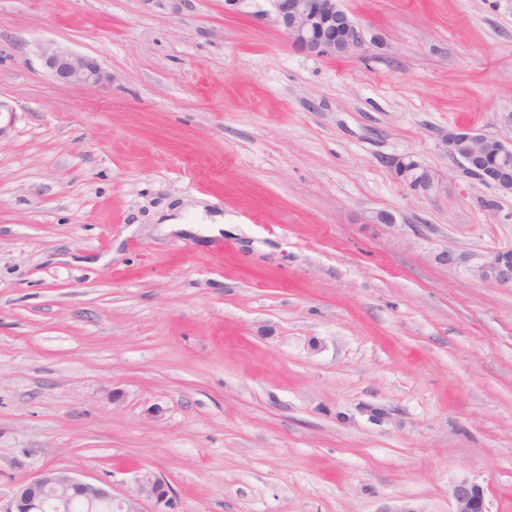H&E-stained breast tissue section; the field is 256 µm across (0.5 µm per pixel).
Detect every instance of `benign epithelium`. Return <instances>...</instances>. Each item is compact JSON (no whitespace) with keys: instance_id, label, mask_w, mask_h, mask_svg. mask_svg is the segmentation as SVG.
<instances>
[{"instance_id":"7a95c632","label":"benign epithelium","mask_w":512,"mask_h":512,"mask_svg":"<svg viewBox=\"0 0 512 512\" xmlns=\"http://www.w3.org/2000/svg\"><path fill=\"white\" fill-rule=\"evenodd\" d=\"M264 9L252 0H224V10L239 13L251 6V16L281 30L299 51L315 56H336L358 51L365 45L364 31L340 7L339 0H266ZM40 57L50 76L73 87L99 86L109 75L98 62L67 48L48 44ZM448 154L461 171L478 181L512 192V138L491 137L473 128L448 131L444 141ZM397 176L411 189L428 193L435 187V175L406 156L396 161ZM476 272L485 279L512 286V253L498 252L479 265ZM82 501L85 512H99L104 506L118 505L120 512H143L150 502L151 512H176L177 501L169 483L151 470L139 472L123 497L112 493V485L88 482L64 471L45 469L15 484L0 512H45L48 502L58 510L70 507L69 492ZM453 512H488L483 489L467 480L457 482L451 492Z\"/></svg>"}]
</instances>
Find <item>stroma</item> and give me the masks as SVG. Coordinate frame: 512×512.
<instances>
[{"label": "stroma", "instance_id": "stroma-1", "mask_svg": "<svg viewBox=\"0 0 512 512\" xmlns=\"http://www.w3.org/2000/svg\"><path fill=\"white\" fill-rule=\"evenodd\" d=\"M340 5L365 47L319 57L224 0H0L1 499L150 469L180 512H512V287L475 273L512 194L443 143L512 136V0ZM39 56L50 76L61 84L91 87L102 85L110 78L95 59L59 45L43 46ZM397 176L411 189L428 193L435 187V175L410 156L399 158L395 164ZM452 512H488L483 489L467 480L457 482L451 492Z\"/></svg>", "mask_w": 512, "mask_h": 512}]
</instances>
